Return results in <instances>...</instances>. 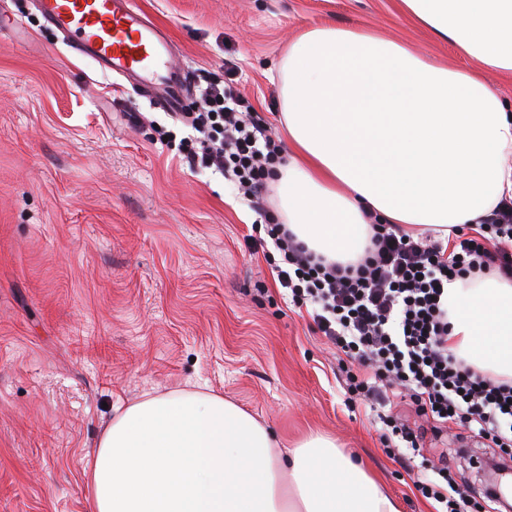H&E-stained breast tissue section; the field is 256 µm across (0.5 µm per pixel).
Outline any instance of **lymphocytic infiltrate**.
Segmentation results:
<instances>
[{"mask_svg":"<svg viewBox=\"0 0 512 512\" xmlns=\"http://www.w3.org/2000/svg\"><path fill=\"white\" fill-rule=\"evenodd\" d=\"M191 118L204 146L187 150L186 161L215 168L261 216L280 253L273 269L281 288L348 358L349 390L404 388L415 413L432 420L433 433L452 424L488 447L512 448V380L483 373L448 349L449 284L494 271L512 279V201L500 202L481 223L453 227L444 243L413 238L398 224H373L358 264L328 263L295 240L270 204L283 147L240 90L208 82ZM415 486L445 512H500L495 494L471 495L444 464Z\"/></svg>","mask_w":512,"mask_h":512,"instance_id":"f902f5d3","label":"lymphocytic infiltrate"}]
</instances>
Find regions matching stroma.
<instances>
[{
    "instance_id": "35a3bbf8",
    "label": "stroma",
    "mask_w": 512,
    "mask_h": 512,
    "mask_svg": "<svg viewBox=\"0 0 512 512\" xmlns=\"http://www.w3.org/2000/svg\"><path fill=\"white\" fill-rule=\"evenodd\" d=\"M192 75H231L276 140L270 68L305 29L358 24L454 68L399 0H135ZM0 33V512H93L85 462L104 428L144 394L200 385L294 448L334 440L382 482L399 512H435L413 486L446 459L481 492L491 449L452 428L411 460L379 440L381 415L412 430L406 400L349 396L346 363L276 287L257 215L212 170L190 169L192 130L122 77L72 55L33 0Z\"/></svg>"
}]
</instances>
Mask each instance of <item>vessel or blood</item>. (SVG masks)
Here are the masks:
<instances>
[{"label":"vessel or blood","instance_id":"b4317fda","mask_svg":"<svg viewBox=\"0 0 512 512\" xmlns=\"http://www.w3.org/2000/svg\"><path fill=\"white\" fill-rule=\"evenodd\" d=\"M34 4L44 21L94 71L161 85L162 93L151 99L154 107L179 111L192 74L168 60L165 34L144 20L133 0H34Z\"/></svg>","mask_w":512,"mask_h":512}]
</instances>
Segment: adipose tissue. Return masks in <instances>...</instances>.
Listing matches in <instances>:
<instances>
[{"instance_id":"adipose-tissue-1","label":"adipose tissue","mask_w":512,"mask_h":512,"mask_svg":"<svg viewBox=\"0 0 512 512\" xmlns=\"http://www.w3.org/2000/svg\"><path fill=\"white\" fill-rule=\"evenodd\" d=\"M403 13L473 64L434 63L358 26L325 23L275 69L287 162L271 182L298 242L357 262L371 217L444 240L512 200V103L483 77L512 76V0H400ZM448 348L512 379V281L448 287ZM95 512H398L334 442L283 451L223 396L177 390L119 410L88 462Z\"/></svg>"}]
</instances>
